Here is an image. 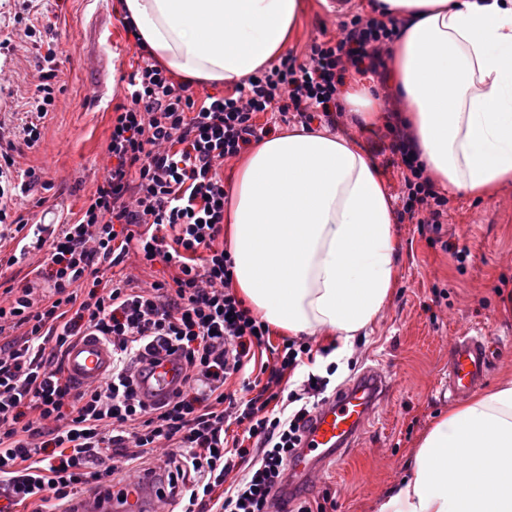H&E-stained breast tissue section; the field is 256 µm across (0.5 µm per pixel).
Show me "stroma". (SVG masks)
Instances as JSON below:
<instances>
[{
    "label": "stroma",
    "instance_id": "1",
    "mask_svg": "<svg viewBox=\"0 0 512 512\" xmlns=\"http://www.w3.org/2000/svg\"><path fill=\"white\" fill-rule=\"evenodd\" d=\"M303 2L290 43L299 55L312 39L335 32L340 23L325 0ZM107 5L116 68L102 81L84 64L90 50L86 32L95 23L92 0L39 4L57 33L63 91L44 120L39 149L22 160L23 167L35 168L52 185L24 198L22 212L31 223L61 221L78 212L102 177L111 111L124 99L120 77L132 72L138 60L116 0ZM338 131L355 137L378 166L390 196L398 197L399 171L380 152L385 128L363 130L348 120ZM39 197L44 200L40 206L35 203ZM395 231L399 251L393 296L365 335L354 340L332 377L340 388L374 367L386 377L387 394L344 461L327 465L319 481L300 487L307 498L328 497L332 512H377L423 436L454 408V401L441 394L453 337L478 329L496 341L499 357L485 387L512 375V182L490 198L449 195L448 218L440 228L404 223ZM437 294L442 300L436 305L432 299Z\"/></svg>",
    "mask_w": 512,
    "mask_h": 512
}]
</instances>
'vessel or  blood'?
I'll return each instance as SVG.
<instances>
[{"label":"vessel or blood","instance_id":"1","mask_svg":"<svg viewBox=\"0 0 512 512\" xmlns=\"http://www.w3.org/2000/svg\"><path fill=\"white\" fill-rule=\"evenodd\" d=\"M494 363V351L482 334L455 337L448 350V379L444 385L451 397L463 398L479 388ZM65 372L79 386L101 382L112 370V349L101 338L77 340L64 358ZM180 384L179 367L166 358L150 366L139 380L146 401L165 398ZM387 390L385 377L376 369H365L352 384L338 389L321 409L307 434L293 474L304 481L316 480L330 460H343L371 420ZM158 478L146 475L141 481L113 490L109 500L98 501L93 512H149L157 498Z\"/></svg>","mask_w":512,"mask_h":512}]
</instances>
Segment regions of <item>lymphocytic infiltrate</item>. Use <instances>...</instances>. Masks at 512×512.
Wrapping results in <instances>:
<instances>
[{
  "instance_id": "f902f5d3",
  "label": "lymphocytic infiltrate",
  "mask_w": 512,
  "mask_h": 512,
  "mask_svg": "<svg viewBox=\"0 0 512 512\" xmlns=\"http://www.w3.org/2000/svg\"><path fill=\"white\" fill-rule=\"evenodd\" d=\"M34 9L35 0H22L14 15L24 36L45 49L27 98L30 118L19 127L0 120V243L28 230L19 254H38L32 279L0 289V498L7 503L0 512L15 505L74 512L79 492L109 494L110 483L134 469L162 473L166 491L154 512L172 503L181 512H328L325 503L288 493L287 466L328 401L336 368L299 377L328 350L288 337L271 344L269 325L235 293L232 260L219 241L226 200L219 169L270 134L259 114L306 124L319 112L339 125L336 95L348 67L383 75L399 21L353 15L336 37L279 57L224 95L197 94L139 50L124 99L112 109L101 180L75 217L31 226L16 207L41 176L17 168L16 157L39 146L58 91L52 28L36 27ZM386 136L388 161L401 173L399 220L442 224L448 198L426 174L398 112H390ZM159 263L169 277L141 279ZM85 336L111 346L112 372L78 387L63 359ZM263 348L272 361L258 362ZM162 353L179 361L182 384L149 403L137 373Z\"/></svg>"
}]
</instances>
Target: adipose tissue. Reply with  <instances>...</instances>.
Segmentation results:
<instances>
[{
	"label": "adipose tissue",
	"instance_id": "ef3b65f1",
	"mask_svg": "<svg viewBox=\"0 0 512 512\" xmlns=\"http://www.w3.org/2000/svg\"><path fill=\"white\" fill-rule=\"evenodd\" d=\"M174 75L238 83L288 45L301 0H120ZM401 20L388 85L427 174L488 196L512 180V0H380ZM224 241L233 283L291 336L345 347L390 299L393 202L355 140L292 126L252 145L236 171ZM378 512H512V377L442 416Z\"/></svg>",
	"mask_w": 512,
	"mask_h": 512
}]
</instances>
